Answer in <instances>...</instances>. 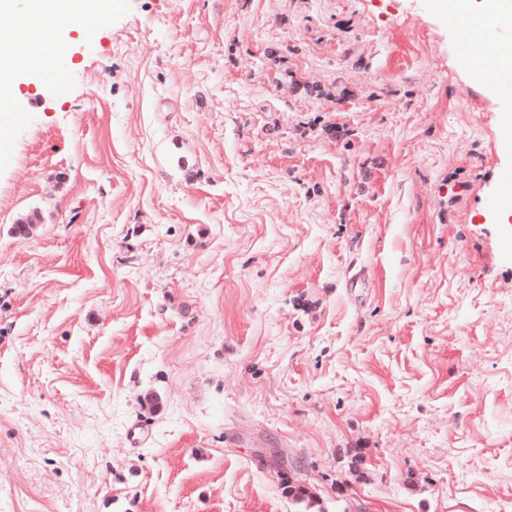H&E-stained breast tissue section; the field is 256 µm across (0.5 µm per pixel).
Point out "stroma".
Instances as JSON below:
<instances>
[{
  "mask_svg": "<svg viewBox=\"0 0 512 512\" xmlns=\"http://www.w3.org/2000/svg\"><path fill=\"white\" fill-rule=\"evenodd\" d=\"M55 37L0 111V512H512V117L437 0Z\"/></svg>",
  "mask_w": 512,
  "mask_h": 512,
  "instance_id": "35a3bbf8",
  "label": "stroma"
}]
</instances>
